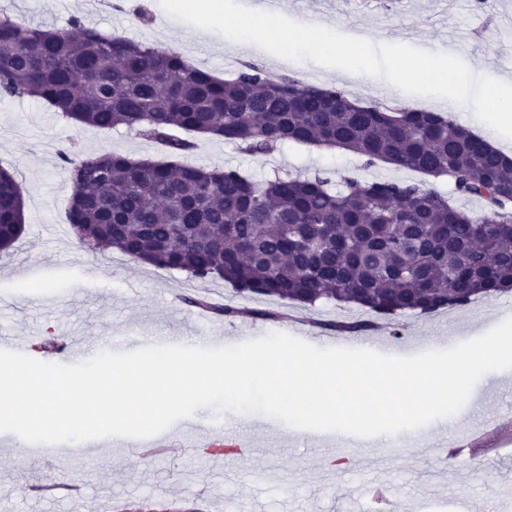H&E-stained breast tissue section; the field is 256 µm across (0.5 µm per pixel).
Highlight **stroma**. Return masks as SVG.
I'll return each instance as SVG.
<instances>
[{"label":"stroma","mask_w":512,"mask_h":512,"mask_svg":"<svg viewBox=\"0 0 512 512\" xmlns=\"http://www.w3.org/2000/svg\"><path fill=\"white\" fill-rule=\"evenodd\" d=\"M121 8L88 12L82 0H0V15L29 25L67 28L77 17L91 28L136 42L160 43L188 61L228 79L244 64L260 65L270 78L288 74L302 83L336 87L364 104L385 106L379 85H364L335 75L291 70L268 51L250 46L242 51L214 31L198 32L167 13L159 0H121ZM280 14L293 20L318 15L322 25L364 32L373 43L403 39L420 50L443 41L451 29L469 34L460 58L497 78L512 76V0H280ZM81 155L116 152L138 159H165L158 144L124 128L98 130L69 126L61 113L34 98L0 97V166L12 170L24 196L25 231L0 253V337L26 344L30 357L62 363V345L78 340L108 343L136 333L176 343L192 337L195 346H234L272 332L295 334L313 327L325 335L326 323L367 319L355 305L324 302L313 306L276 299H246L221 280L199 281L179 271L158 270L116 252L93 254L72 243L66 208L72 185L58 158L60 149ZM185 163L234 167L255 181L280 175L311 177L329 174L333 181H416L417 172L384 162L369 166L353 153L287 143L269 155L240 151L212 137H199ZM207 296L219 304H236L275 312L272 320L244 318L232 323L218 318L198 321L189 306L171 307L170 291ZM512 318V292L476 300L465 308H445L428 316L405 315L397 325L380 320L370 334L379 353L408 356L445 350L476 338ZM56 351H43L46 340ZM512 407V369L501 371L493 397L480 416L468 409L433 421L430 431L448 429L462 436L493 430L495 440L512 435V425L498 423ZM172 433L187 442L178 465L157 458L140 462L113 447H59L36 453L24 450L11 433H0V512H70L68 499H33V484L79 483L84 512H249L259 503L263 512H332L335 500L358 493L376 472L391 489L392 512H408L415 495L428 499L433 512H512V483L501 482L489 467L465 462L442 463L434 455L410 447L391 449L372 465L323 442H309L288 424L265 426L253 415L216 413L205 408L174 423ZM254 437L257 454L215 456L211 445L232 442L239 434ZM272 470L266 481L254 470Z\"/></svg>","instance_id":"obj_1"}]
</instances>
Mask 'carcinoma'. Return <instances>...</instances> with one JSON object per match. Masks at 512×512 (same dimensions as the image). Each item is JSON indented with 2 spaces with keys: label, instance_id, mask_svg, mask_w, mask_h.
<instances>
[{
  "label": "carcinoma",
  "instance_id": "1",
  "mask_svg": "<svg viewBox=\"0 0 512 512\" xmlns=\"http://www.w3.org/2000/svg\"><path fill=\"white\" fill-rule=\"evenodd\" d=\"M0 96L36 98L76 123L123 127L163 146L168 160L114 152L72 158L67 217L77 249L111 250L193 279H221L236 293L314 306L355 304L378 317L465 308L512 290V158L440 112L351 101L248 63L218 78L175 51L106 35L74 17L67 29L0 17ZM214 135L248 153L293 142L353 152L433 177L454 174L455 194L479 199L473 215L423 181L328 177L262 184L236 168L177 158L190 136ZM24 199L0 166V251L24 232ZM183 302L233 322L274 313ZM339 335L373 327L336 321Z\"/></svg>",
  "mask_w": 512,
  "mask_h": 512
}]
</instances>
